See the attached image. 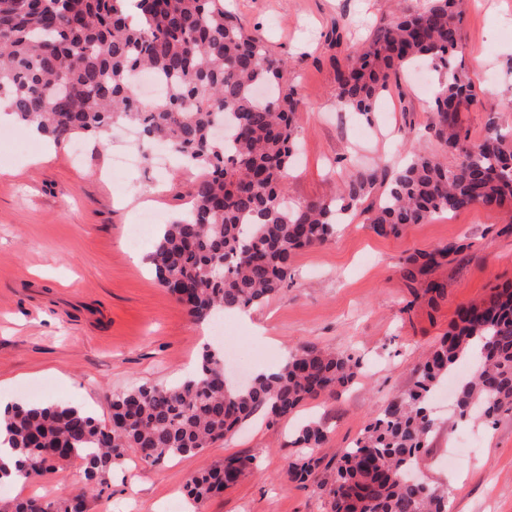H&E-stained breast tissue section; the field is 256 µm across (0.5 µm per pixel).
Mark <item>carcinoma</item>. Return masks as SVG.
Instances as JSON below:
<instances>
[{
    "instance_id": "cac0c4a2",
    "label": "carcinoma",
    "mask_w": 512,
    "mask_h": 512,
    "mask_svg": "<svg viewBox=\"0 0 512 512\" xmlns=\"http://www.w3.org/2000/svg\"><path fill=\"white\" fill-rule=\"evenodd\" d=\"M129 2L0 0V102L58 144L77 134L102 144L114 123H132L147 145L202 171L183 218L159 227L146 256L191 318L215 319L278 293L291 279L293 255L329 242L379 186L378 203L363 209L379 236L474 207L512 208V145L499 111H486L478 143L459 121L462 108L476 103L462 65L464 0H422L380 26L368 45L346 54L333 88L341 108L368 120L402 70L429 61L443 72L429 129L454 164L413 151L392 174L370 168L333 196L295 206L284 185L301 110L284 80L290 62L273 55L225 0H135V15ZM142 72L164 86L149 102L134 92ZM468 247L462 241L408 256L401 275L410 294L444 296V285L426 276ZM464 362L474 371L458 387V417L494 425L512 414V287L461 307L415 368L413 385L384 404L336 463L304 456L289 478L314 483L330 512H448V489L412 483L408 473L434 432L433 395ZM359 369L350 353L302 345L276 371L238 385L224 379V353L207 346L189 377L112 394V428L68 403L12 405L0 412V430L15 468L34 480L77 459L86 480L71 496L22 499L13 512H84L87 494L107 486L129 453L151 465L195 454L257 412L277 420L307 400L339 396ZM327 437L322 423L308 422L296 441L318 448ZM254 468L251 457L229 456L190 477L185 495L199 508Z\"/></svg>"
}]
</instances>
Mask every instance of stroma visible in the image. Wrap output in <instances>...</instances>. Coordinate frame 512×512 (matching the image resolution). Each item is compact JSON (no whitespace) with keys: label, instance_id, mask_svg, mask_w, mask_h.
<instances>
[{"label":"stroma","instance_id":"obj_1","mask_svg":"<svg viewBox=\"0 0 512 512\" xmlns=\"http://www.w3.org/2000/svg\"><path fill=\"white\" fill-rule=\"evenodd\" d=\"M416 3L230 0L272 53L299 60L288 71L304 102L285 177L290 202L330 196L342 180L377 165L396 169L412 149L440 155L428 128L440 78L431 64L391 84L369 121L332 96L346 49L362 46L380 22ZM462 33L464 67L479 100L459 120L477 142L486 111L501 109V130L512 142V109L501 108L512 85V0H470ZM131 130L115 124L104 145L80 137L84 152L77 159L71 143L31 139L20 124L0 128V380L10 381L15 401H73L106 420L112 394L172 384L200 358L201 323L141 258L152 239L135 251L128 245L144 211L164 224L185 211L199 172L181 168L171 178L143 162L105 179L115 149L136 152ZM37 156L42 164L32 165ZM460 239L467 250L433 274L446 288L444 298L412 299L401 276L405 258ZM506 284H512L510 209L442 215L387 237L352 213L329 243L294 254L288 288L261 305L226 312L224 339L251 357L254 372L278 369L303 344L350 352L361 364L355 383L340 397L308 401L275 423L255 414L236 434L193 456L155 466L129 456L102 494L88 495L87 512H161L169 500L176 512H190L185 481L230 455L253 457L258 467L201 512H327L316 485L287 477L289 464L307 452L295 442L299 425L322 421L329 438L307 453L335 459L388 399L411 386L419 357L447 332L458 309ZM435 417L420 477L447 487L449 512H512V416L493 426L460 419L448 408L436 409ZM82 484L76 462L21 487L1 483L0 512H12L20 498L67 497Z\"/></svg>","mask_w":512,"mask_h":512}]
</instances>
